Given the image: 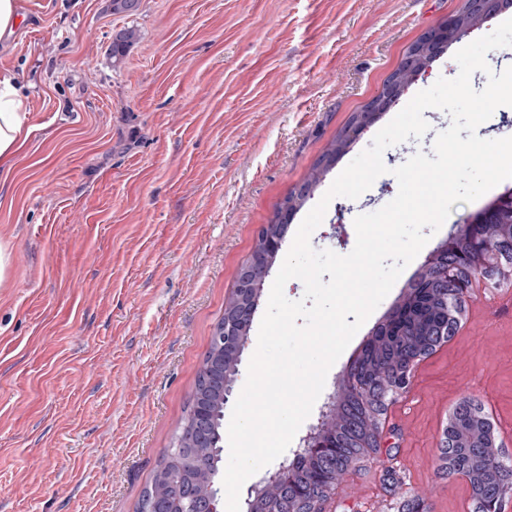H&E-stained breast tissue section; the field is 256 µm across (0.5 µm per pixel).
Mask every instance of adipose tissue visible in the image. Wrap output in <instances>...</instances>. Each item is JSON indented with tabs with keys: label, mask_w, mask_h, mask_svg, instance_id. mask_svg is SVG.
<instances>
[{
	"label": "adipose tissue",
	"mask_w": 512,
	"mask_h": 512,
	"mask_svg": "<svg viewBox=\"0 0 512 512\" xmlns=\"http://www.w3.org/2000/svg\"><path fill=\"white\" fill-rule=\"evenodd\" d=\"M35 130L17 78L0 71V171L9 170Z\"/></svg>",
	"instance_id": "1"
}]
</instances>
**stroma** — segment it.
Here are the masks:
<instances>
[{
	"label": "stroma",
	"mask_w": 512,
	"mask_h": 512,
	"mask_svg": "<svg viewBox=\"0 0 512 512\" xmlns=\"http://www.w3.org/2000/svg\"><path fill=\"white\" fill-rule=\"evenodd\" d=\"M464 0H19L34 27L0 67L40 130L0 175V512H136L171 445L258 228L381 90L408 46ZM454 42L397 102L454 78ZM137 33L121 63L112 38ZM385 150L358 199L311 236L345 255L355 217L398 192L393 168L450 125ZM477 398L512 458V289L476 286L455 336L390 403L384 443L325 512H473L439 471L457 401Z\"/></svg>",
	"instance_id": "1"
}]
</instances>
